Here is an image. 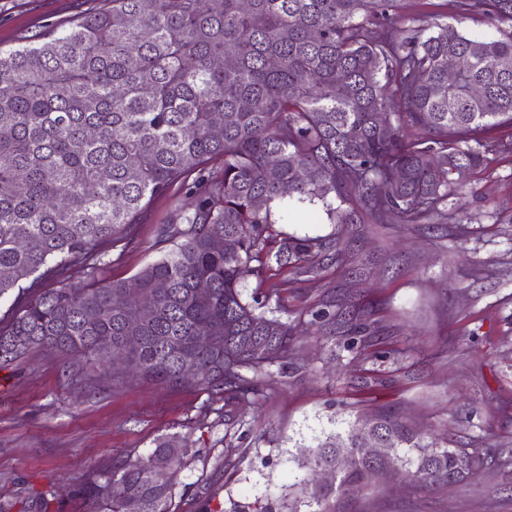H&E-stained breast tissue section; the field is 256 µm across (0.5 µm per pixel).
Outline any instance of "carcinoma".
I'll return each mask as SVG.
<instances>
[{
  "instance_id": "cac0c4a2",
  "label": "carcinoma",
  "mask_w": 512,
  "mask_h": 512,
  "mask_svg": "<svg viewBox=\"0 0 512 512\" xmlns=\"http://www.w3.org/2000/svg\"><path fill=\"white\" fill-rule=\"evenodd\" d=\"M105 2L0 49V299L20 298L0 327V365L33 349L105 363L134 336L122 352L132 377L200 387L239 414L294 342L261 306L281 289L249 302L243 274L264 283L275 264L314 279L343 255L334 236L270 247L273 204L319 201L332 224L442 220L488 153L512 151V139L494 136L512 125V33L469 36L399 15V0ZM451 2L459 17L512 25V0ZM201 185L193 205L158 225L156 259L128 280L97 277L101 243L127 249L154 201ZM224 237L234 250L215 246ZM79 261L86 280L73 283ZM37 274L57 287L24 285ZM149 293L153 310L139 317ZM312 317L336 331V312ZM374 423L391 438L395 470L422 485L484 468V455L471 467L467 449L427 441L388 412ZM190 453L162 435L148 453L90 472L72 497L87 512H177ZM156 462L167 465L162 484ZM320 466L338 469L337 483L305 486V512H335L336 496L377 477L357 424L317 445L306 467Z\"/></svg>"
}]
</instances>
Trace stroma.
I'll return each instance as SVG.
<instances>
[{"label": "stroma", "mask_w": 512, "mask_h": 512, "mask_svg": "<svg viewBox=\"0 0 512 512\" xmlns=\"http://www.w3.org/2000/svg\"><path fill=\"white\" fill-rule=\"evenodd\" d=\"M88 0H0V49L63 23ZM470 193L449 202L437 224H345L307 206L275 232L334 235L342 262L319 282L273 268L281 320L297 327L294 363L239 424L197 388L133 380L100 388L80 362L34 350L0 367V504L25 512L42 494L70 485L115 458L147 453L155 438L180 435L193 453L180 475L178 512H290L320 440L385 411L431 440L485 451L478 478L424 488L376 479L340 496L336 512H512V154L489 155ZM170 209L160 199L136 228L137 246L105 243L98 276L126 279L153 261L155 230ZM335 305L332 336L312 313Z\"/></svg>", "instance_id": "1"}]
</instances>
